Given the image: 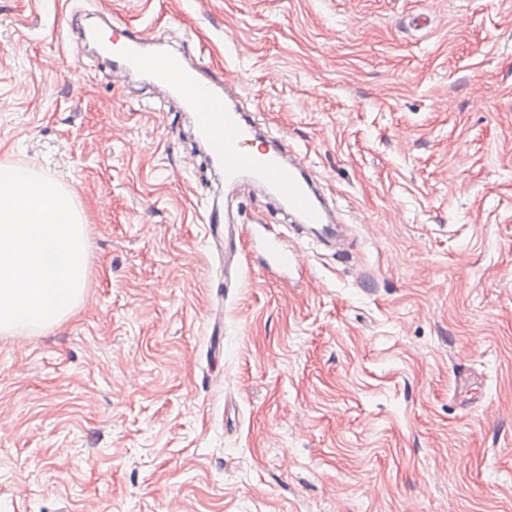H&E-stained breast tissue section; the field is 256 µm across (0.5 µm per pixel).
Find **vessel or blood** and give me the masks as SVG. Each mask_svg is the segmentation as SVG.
<instances>
[{"label":"vessel or blood","instance_id":"obj_1","mask_svg":"<svg viewBox=\"0 0 512 512\" xmlns=\"http://www.w3.org/2000/svg\"><path fill=\"white\" fill-rule=\"evenodd\" d=\"M112 71L119 75H148L180 101L191 118L206 155L225 183L248 179L264 187L286 206L298 223L315 226L325 239L336 237L333 217L304 166L277 147L256 148L259 135L248 113L231 103L222 85H207L198 64L178 53L150 51L141 31L123 28L112 37ZM268 267L288 273L299 262L284 233L259 237Z\"/></svg>","mask_w":512,"mask_h":512}]
</instances>
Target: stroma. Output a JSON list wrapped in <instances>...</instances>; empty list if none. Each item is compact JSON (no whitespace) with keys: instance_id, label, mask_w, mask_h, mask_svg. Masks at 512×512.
Instances as JSON below:
<instances>
[{"instance_id":"35a3bbf8","label":"stroma","mask_w":512,"mask_h":512,"mask_svg":"<svg viewBox=\"0 0 512 512\" xmlns=\"http://www.w3.org/2000/svg\"><path fill=\"white\" fill-rule=\"evenodd\" d=\"M86 12L232 87L348 258L276 280L287 211ZM1 162L75 191L89 283L0 335V512H512V0H0ZM265 234L259 236V247L264 255L265 264L276 268L285 277L288 271L299 262L297 250L288 249L285 235L282 232L269 231L265 227Z\"/></svg>"}]
</instances>
